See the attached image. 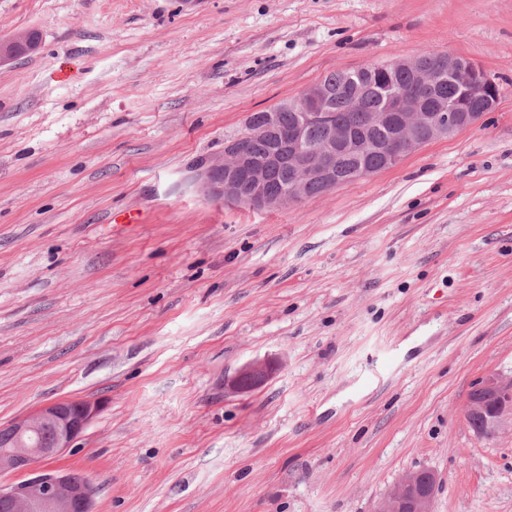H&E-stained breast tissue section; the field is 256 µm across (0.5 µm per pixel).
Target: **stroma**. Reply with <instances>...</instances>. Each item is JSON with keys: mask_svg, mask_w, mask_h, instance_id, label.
I'll list each match as a JSON object with an SVG mask.
<instances>
[{"mask_svg": "<svg viewBox=\"0 0 512 512\" xmlns=\"http://www.w3.org/2000/svg\"><path fill=\"white\" fill-rule=\"evenodd\" d=\"M20 28L42 48L0 69V424L102 401L56 460L94 512H374L416 470L434 512H512V430L465 419L512 376V0H0ZM427 50L499 84L475 126L278 208L204 192L252 113Z\"/></svg>", "mask_w": 512, "mask_h": 512, "instance_id": "35a3bbf8", "label": "stroma"}]
</instances>
